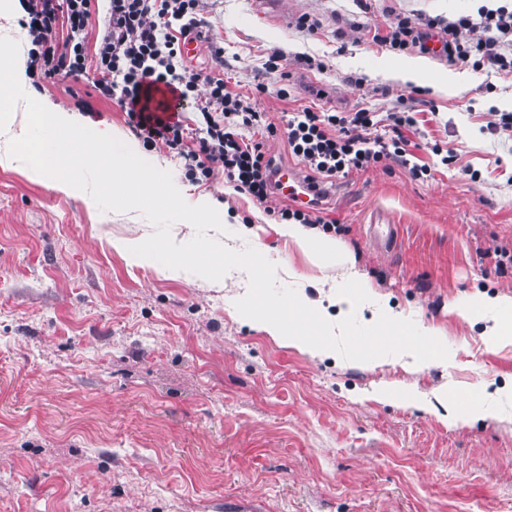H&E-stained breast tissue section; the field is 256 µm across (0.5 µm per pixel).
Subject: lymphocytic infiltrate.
<instances>
[{
  "label": "lymphocytic infiltrate",
  "mask_w": 512,
  "mask_h": 512,
  "mask_svg": "<svg viewBox=\"0 0 512 512\" xmlns=\"http://www.w3.org/2000/svg\"><path fill=\"white\" fill-rule=\"evenodd\" d=\"M95 2L26 0L31 66L47 79L61 73L92 77L99 96L120 106L144 145H164L182 160L188 180H210L219 169L238 192L267 201L273 167L265 142L279 133L315 187L321 180L343 178L386 160L407 166L412 177L428 175L427 165L409 160L413 143L408 134L417 125L410 112L387 113L385 136L377 132L381 121L365 109L307 107L281 130L248 100L228 91L219 75L189 70L182 46L201 35V0H107L106 21L92 35L88 27ZM61 23L67 34L60 41L54 31ZM372 40L393 51L422 54L431 53L437 42L450 63L512 74V10L504 6H483L477 16L453 20L398 14ZM202 83L207 93L198 110L205 126L189 132L155 94L166 89L190 98Z\"/></svg>",
  "instance_id": "obj_1"
}]
</instances>
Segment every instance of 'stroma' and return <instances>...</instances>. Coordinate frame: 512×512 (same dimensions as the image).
Returning <instances> with one entry per match:
<instances>
[{
    "label": "stroma",
    "mask_w": 512,
    "mask_h": 512,
    "mask_svg": "<svg viewBox=\"0 0 512 512\" xmlns=\"http://www.w3.org/2000/svg\"><path fill=\"white\" fill-rule=\"evenodd\" d=\"M484 4L203 0L208 36L187 60L256 96L280 127L312 105L416 113L429 178L388 160L326 185L320 207L377 302L402 313L387 342L414 344L419 370L374 366L369 306L349 312L336 350L301 351L242 319L244 271L214 282L132 263L112 242L153 233L138 211L103 212L0 165V512H512V406L446 419L512 390V345L485 337L472 306L484 292L512 297V268L497 273L494 254L512 248V138L488 128L493 111L512 112V75L430 56L461 83L405 82L389 70L399 54L365 31L396 13L453 19ZM303 14L317 33L297 27ZM275 51L278 72L265 67ZM27 92L135 137L87 80L34 70ZM148 155L184 198L211 195L236 216L218 241L253 247L277 265L279 285L336 313L329 296L342 279L278 234L283 199L256 202L220 170L189 181L161 146ZM379 214L395 226L387 247L371 228Z\"/></svg>",
    "instance_id": "stroma-1"
}]
</instances>
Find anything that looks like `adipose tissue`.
<instances>
[{
  "label": "adipose tissue",
  "mask_w": 512,
  "mask_h": 512,
  "mask_svg": "<svg viewBox=\"0 0 512 512\" xmlns=\"http://www.w3.org/2000/svg\"><path fill=\"white\" fill-rule=\"evenodd\" d=\"M278 231L288 237L314 265L335 266L341 278L351 283V291L337 293L338 305L349 306L374 298L372 284L359 274L353 255L337 239L316 236L302 224H282ZM476 306L483 312L487 322V336L498 344H512V298L482 294L477 297ZM245 317L259 322L271 335H287L294 345L313 354L326 352L335 344L333 325L301 301L294 307L270 314H262L250 308L246 310Z\"/></svg>",
  "instance_id": "adipose-tissue-1"
}]
</instances>
